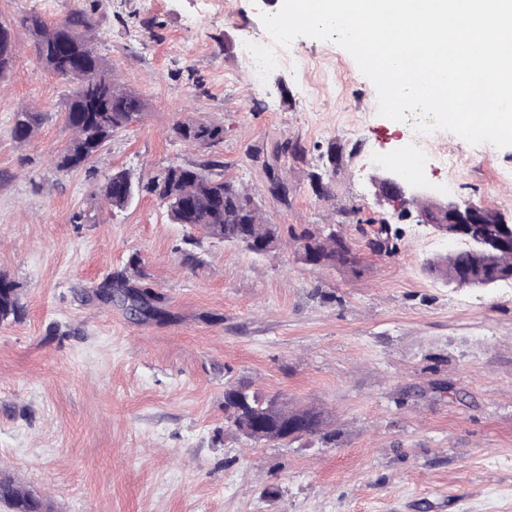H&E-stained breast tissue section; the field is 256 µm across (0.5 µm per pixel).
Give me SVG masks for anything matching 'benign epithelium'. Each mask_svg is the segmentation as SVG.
<instances>
[{
  "label": "benign epithelium",
  "mask_w": 512,
  "mask_h": 512,
  "mask_svg": "<svg viewBox=\"0 0 512 512\" xmlns=\"http://www.w3.org/2000/svg\"><path fill=\"white\" fill-rule=\"evenodd\" d=\"M377 200L410 213L409 206L418 204L426 195L422 188L398 172H390L374 183ZM418 223L450 243L463 242L492 253L500 247L512 246V224L502 220L499 213L483 204L460 203L454 199L442 202L435 211L418 209Z\"/></svg>",
  "instance_id": "obj_1"
}]
</instances>
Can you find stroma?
<instances>
[{"label":"stroma","mask_w":512,"mask_h":512,"mask_svg":"<svg viewBox=\"0 0 512 512\" xmlns=\"http://www.w3.org/2000/svg\"><path fill=\"white\" fill-rule=\"evenodd\" d=\"M280 0H0V21L83 10L104 64L144 106L86 168L54 161L72 140L68 84L37 60L25 30L0 78V274L23 315L0 323V475L53 512H512V281L451 288L425 270L453 251L377 203L373 182L411 121L378 113L373 83L343 48L310 37L302 68L255 77L246 43ZM43 115L24 143L15 112ZM223 126L199 148L179 121ZM297 142L301 158L274 154ZM462 160L449 177L440 159ZM253 197L282 246L259 257L171 223L148 193L116 211L112 171L150 182L210 158ZM334 170H326L327 160ZM512 146L438 130L432 197L481 203L512 224ZM324 172L322 185L313 175ZM288 180V200L269 191ZM390 225L396 247L370 250ZM334 228L354 268L296 261L292 232ZM194 237L196 261L183 262ZM141 258L164 316L144 322L95 286ZM242 378L288 408L328 417L329 439L249 444L224 423V387Z\"/></svg>","instance_id":"35a3bbf8"}]
</instances>
